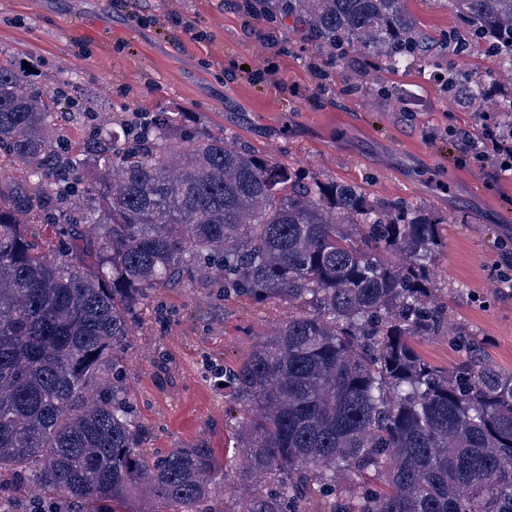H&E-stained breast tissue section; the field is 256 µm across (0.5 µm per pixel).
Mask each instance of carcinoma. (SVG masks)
Masks as SVG:
<instances>
[{"instance_id":"obj_1","label":"carcinoma","mask_w":512,"mask_h":512,"mask_svg":"<svg viewBox=\"0 0 512 512\" xmlns=\"http://www.w3.org/2000/svg\"><path fill=\"white\" fill-rule=\"evenodd\" d=\"M491 71L512 70V0H450ZM302 22L316 50L362 70L431 65L436 41L404 0H248ZM438 84L484 113L481 76ZM85 107L0 62V493L44 512H512V371L432 288L440 222L423 205L285 162L176 119L119 112L79 141ZM512 135V98L496 107ZM188 280L292 313L224 365L238 416L232 466L204 440L153 455L126 364L141 311ZM445 338L441 368L414 342ZM232 482L245 502L222 508Z\"/></svg>"}]
</instances>
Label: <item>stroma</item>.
<instances>
[{
  "mask_svg": "<svg viewBox=\"0 0 512 512\" xmlns=\"http://www.w3.org/2000/svg\"><path fill=\"white\" fill-rule=\"evenodd\" d=\"M419 28L441 40L460 21L448 0H405ZM180 15L183 26L171 24ZM151 17L142 25L140 17ZM28 62L49 87L69 70L68 93L99 119L120 104L167 112L198 130L254 147L331 182L363 184L381 199L422 203L442 219L434 258L437 295L512 370V298L491 282L512 248V180L462 164L449 126L472 113L421 69L389 76L317 56L291 18L257 19L242 0H0V61ZM389 82L395 94H376ZM363 92H353V85ZM143 311L130 351L128 387L160 451L208 440L224 453V392L213 370L241 358L287 306L224 301L202 288H162Z\"/></svg>",
  "mask_w": 512,
  "mask_h": 512,
  "instance_id": "35a3bbf8",
  "label": "stroma"
}]
</instances>
